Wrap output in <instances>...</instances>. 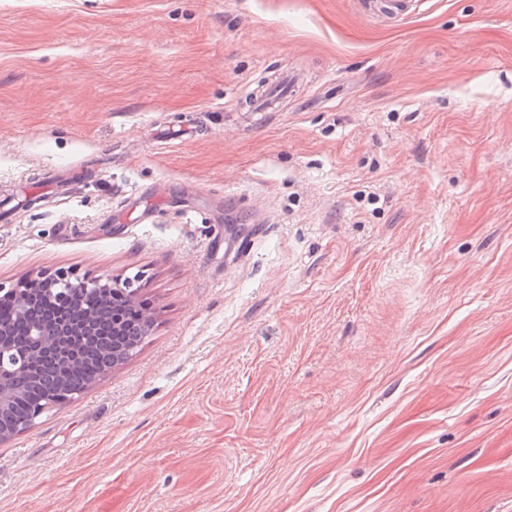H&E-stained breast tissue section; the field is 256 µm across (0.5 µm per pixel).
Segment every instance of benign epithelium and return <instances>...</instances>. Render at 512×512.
I'll return each mask as SVG.
<instances>
[{
	"instance_id": "7a95c632",
	"label": "benign epithelium",
	"mask_w": 512,
	"mask_h": 512,
	"mask_svg": "<svg viewBox=\"0 0 512 512\" xmlns=\"http://www.w3.org/2000/svg\"><path fill=\"white\" fill-rule=\"evenodd\" d=\"M89 291L101 294L112 308V335L129 332L126 313H136L140 333L146 335L155 321L149 302L138 296L129 283L109 275L81 277L69 269L31 275L8 289L0 287V297L8 299L22 319L33 320L32 340L24 350L15 348L12 328L0 323V418H4L20 396L21 378L36 373L45 361L65 369L79 358L85 340L94 334L99 312L85 306L82 296ZM64 402L60 393H50L46 403L32 407L25 420L13 427L0 426V445L30 430L45 409Z\"/></svg>"
}]
</instances>
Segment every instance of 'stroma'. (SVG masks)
<instances>
[{
  "instance_id": "obj_1",
  "label": "stroma",
  "mask_w": 512,
  "mask_h": 512,
  "mask_svg": "<svg viewBox=\"0 0 512 512\" xmlns=\"http://www.w3.org/2000/svg\"><path fill=\"white\" fill-rule=\"evenodd\" d=\"M361 2L0 0V285L156 315L0 512H512V0ZM408 3L405 0H365V7L375 15L397 18L406 14Z\"/></svg>"
}]
</instances>
